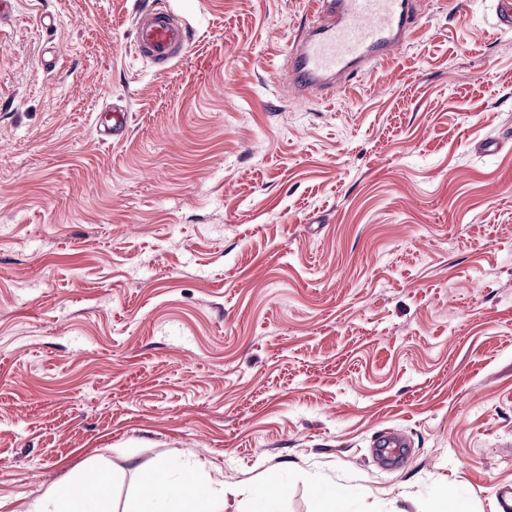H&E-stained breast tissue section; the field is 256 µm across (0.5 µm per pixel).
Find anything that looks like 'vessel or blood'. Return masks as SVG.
<instances>
[{
	"label": "vessel or blood",
	"mask_w": 512,
	"mask_h": 512,
	"mask_svg": "<svg viewBox=\"0 0 512 512\" xmlns=\"http://www.w3.org/2000/svg\"><path fill=\"white\" fill-rule=\"evenodd\" d=\"M313 21L285 49L284 70L296 94L325 98L346 82L388 60L415 31L420 0H313ZM133 52L156 69L166 70L187 52L190 26L160 0H145L133 16ZM128 114L112 107L101 115V133L119 140Z\"/></svg>",
	"instance_id": "vessel-or-blood-1"
}]
</instances>
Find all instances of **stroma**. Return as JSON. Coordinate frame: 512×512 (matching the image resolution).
<instances>
[{
	"mask_svg": "<svg viewBox=\"0 0 512 512\" xmlns=\"http://www.w3.org/2000/svg\"><path fill=\"white\" fill-rule=\"evenodd\" d=\"M141 0L0 17V512L88 466L121 512L184 451L280 512H499L512 487V32L428 0L334 98L282 51L305 0H165L195 32L133 56ZM129 113L102 141V110ZM403 436L409 460L373 454Z\"/></svg>",
	"mask_w": 512,
	"mask_h": 512,
	"instance_id": "stroma-1",
	"label": "stroma"
}]
</instances>
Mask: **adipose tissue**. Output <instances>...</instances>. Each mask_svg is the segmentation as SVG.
Returning a JSON list of instances; mask_svg holds the SVG:
<instances>
[{"label":"adipose tissue","mask_w":512,"mask_h":512,"mask_svg":"<svg viewBox=\"0 0 512 512\" xmlns=\"http://www.w3.org/2000/svg\"><path fill=\"white\" fill-rule=\"evenodd\" d=\"M180 458L169 454L143 467L123 512H224V498L210 483L179 471ZM112 478L100 466L89 467L79 485L60 482L29 501L24 512H111Z\"/></svg>","instance_id":"obj_1"}]
</instances>
